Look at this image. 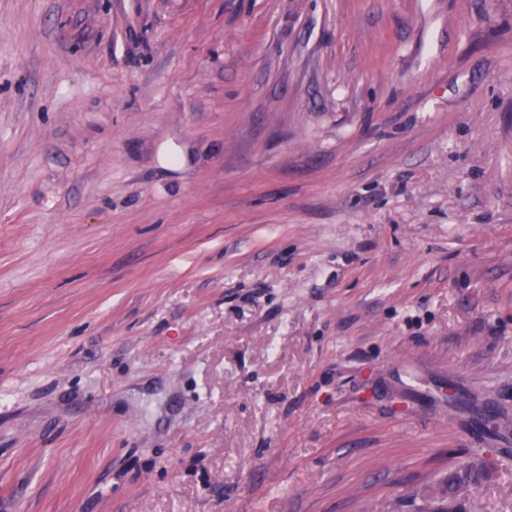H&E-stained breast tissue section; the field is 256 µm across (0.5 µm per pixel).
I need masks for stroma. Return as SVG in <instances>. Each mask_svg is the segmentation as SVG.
I'll return each mask as SVG.
<instances>
[{
  "label": "stroma",
  "instance_id": "obj_1",
  "mask_svg": "<svg viewBox=\"0 0 512 512\" xmlns=\"http://www.w3.org/2000/svg\"><path fill=\"white\" fill-rule=\"evenodd\" d=\"M512 512V0H0V512Z\"/></svg>",
  "mask_w": 512,
  "mask_h": 512
}]
</instances>
